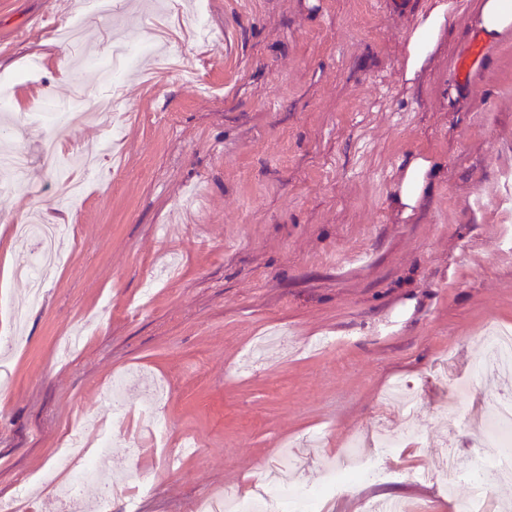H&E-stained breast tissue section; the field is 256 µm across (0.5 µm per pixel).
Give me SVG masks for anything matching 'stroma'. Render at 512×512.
I'll list each match as a JSON object with an SVG mask.
<instances>
[{"label": "stroma", "mask_w": 512, "mask_h": 512, "mask_svg": "<svg viewBox=\"0 0 512 512\" xmlns=\"http://www.w3.org/2000/svg\"><path fill=\"white\" fill-rule=\"evenodd\" d=\"M118 0L109 14L86 0H0V79L11 113L0 143L25 149L21 176L0 173V502L26 490L39 512L62 504L41 476L76 416L115 433L112 470L126 476L112 512L153 490L139 512H189L198 496H245L259 472L300 444V481L316 485L356 451V432L396 430L383 397L401 384L420 410L417 441L392 450L397 476L351 484L318 512H366L396 494L404 512H458L467 485L430 477L449 429L459 439L492 418L496 376L473 375L481 337L512 328V33L486 45L465 83L455 64L478 34L473 0L454 16L424 71L406 80V42L433 0ZM204 9L209 42L186 20ZM178 54L180 68L141 60L119 86L82 60L117 39ZM36 75H29L32 61ZM60 103L119 104L76 127L62 154L97 150L92 173L70 169L85 193L40 161L47 127L14 122L28 83ZM437 173L407 218L392 194L409 160ZM61 217L68 262L29 305L17 269L35 246L10 228ZM157 272L151 300L143 288ZM87 326L59 359L58 337ZM282 349L237 369L262 336ZM453 354L456 385L436 362ZM164 385L167 448L142 429L144 387L116 415L113 377ZM193 454L168 466L185 439Z\"/></svg>", "instance_id": "1"}]
</instances>
